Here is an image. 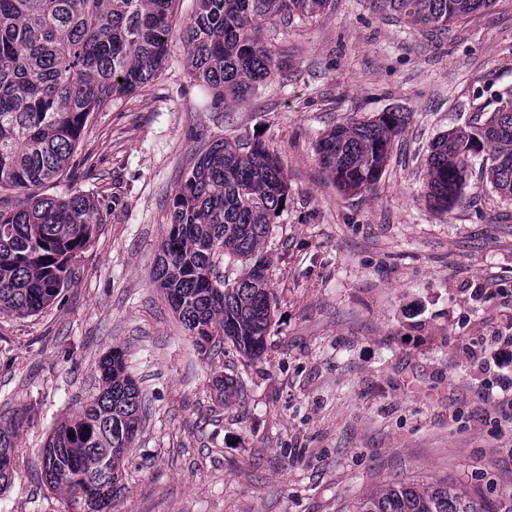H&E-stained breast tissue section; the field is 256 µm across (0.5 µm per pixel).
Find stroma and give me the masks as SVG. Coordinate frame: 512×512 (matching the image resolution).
Here are the masks:
<instances>
[{
    "instance_id": "35a3bbf8",
    "label": "stroma",
    "mask_w": 512,
    "mask_h": 512,
    "mask_svg": "<svg viewBox=\"0 0 512 512\" xmlns=\"http://www.w3.org/2000/svg\"><path fill=\"white\" fill-rule=\"evenodd\" d=\"M261 38L288 67L248 102L214 106L177 36L157 79L92 114L51 192L94 198L95 243L57 303L0 315V423L26 418L0 512H66L40 456L116 348L149 410L112 512H347L393 483L512 492V408L484 396L501 383L489 351L512 336V195L478 158L454 207L425 198L431 142L508 102L512 0L440 32L386 0H333ZM390 109L407 124L382 175L341 192L318 141ZM225 138L262 140L288 177L262 249L275 308L257 359L198 352L150 280L175 189ZM220 375L239 384L232 402Z\"/></svg>"
}]
</instances>
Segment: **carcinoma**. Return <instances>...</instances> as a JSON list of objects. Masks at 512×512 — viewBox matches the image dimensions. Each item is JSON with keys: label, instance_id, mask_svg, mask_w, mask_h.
Instances as JSON below:
<instances>
[{"label": "carcinoma", "instance_id": "obj_1", "mask_svg": "<svg viewBox=\"0 0 512 512\" xmlns=\"http://www.w3.org/2000/svg\"><path fill=\"white\" fill-rule=\"evenodd\" d=\"M173 0H0V313L32 317L61 295L72 264L100 224L86 195L46 194L82 140L91 113L157 78L168 54ZM332 0H195L182 35L195 78L215 105L246 100L286 62L260 39L278 21L313 17ZM425 27L445 30L498 0H388ZM402 112L338 124L318 142L323 168L346 194L372 189L405 126ZM481 154L495 189L512 195V105L451 129L431 145L427 197L447 210L460 199L468 161ZM288 199L281 161L266 144L215 141L198 156L168 205L167 235L153 283L164 290L201 352L232 343L260 356L272 317L260 247ZM242 262L220 276L215 260ZM102 392L57 424L41 457L47 483L68 512H111L127 448L139 431L142 394L123 354L99 364ZM20 419L0 425V490L13 473ZM353 512H512V493L495 498L462 484L371 491Z\"/></svg>", "mask_w": 512, "mask_h": 512}]
</instances>
